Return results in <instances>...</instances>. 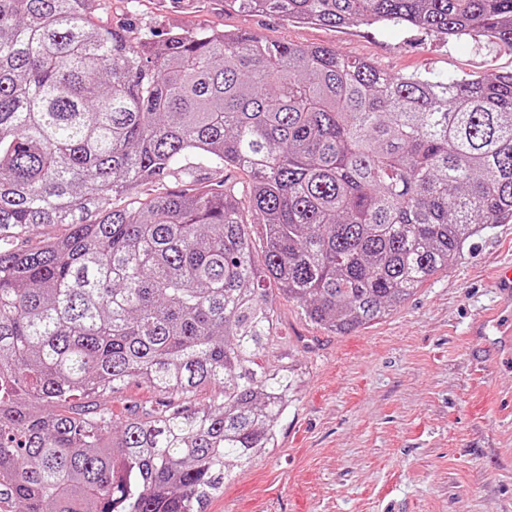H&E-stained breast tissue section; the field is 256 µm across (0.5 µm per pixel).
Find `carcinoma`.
Instances as JSON below:
<instances>
[{
  "label": "carcinoma",
  "mask_w": 512,
  "mask_h": 512,
  "mask_svg": "<svg viewBox=\"0 0 512 512\" xmlns=\"http://www.w3.org/2000/svg\"><path fill=\"white\" fill-rule=\"evenodd\" d=\"M226 2L512 46V0ZM105 9L0 0V503L205 512L288 410V364L265 363L268 285L347 333L512 220V72L392 77L247 31L132 41ZM212 166L249 182L206 184ZM37 225L68 232L16 247ZM133 380L222 389L199 409L74 403Z\"/></svg>",
  "instance_id": "1"
}]
</instances>
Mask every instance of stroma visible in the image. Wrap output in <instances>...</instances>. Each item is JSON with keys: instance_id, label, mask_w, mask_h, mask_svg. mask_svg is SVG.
<instances>
[{"instance_id": "obj_1", "label": "stroma", "mask_w": 512, "mask_h": 512, "mask_svg": "<svg viewBox=\"0 0 512 512\" xmlns=\"http://www.w3.org/2000/svg\"><path fill=\"white\" fill-rule=\"evenodd\" d=\"M105 21L148 32L248 30L326 46L393 76L433 80L512 71V48L447 41L392 24L331 28L253 15L224 0H107ZM512 265V223L494 224L397 311L347 334L275 296L270 364L288 361L294 396L278 445L206 512H512V362L482 351L472 324L493 304L491 272Z\"/></svg>"}]
</instances>
